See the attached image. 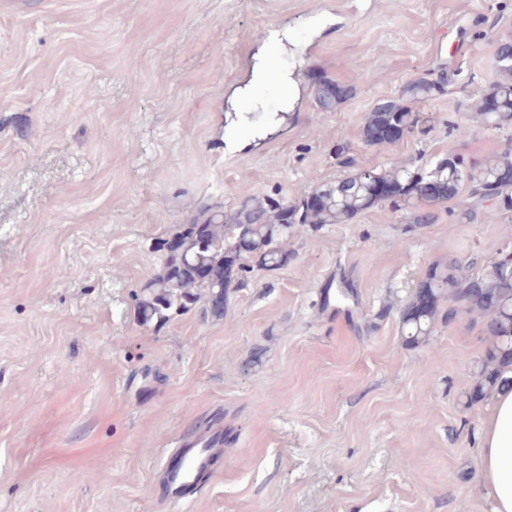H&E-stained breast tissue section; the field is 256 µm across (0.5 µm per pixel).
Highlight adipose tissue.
<instances>
[{"mask_svg": "<svg viewBox=\"0 0 512 512\" xmlns=\"http://www.w3.org/2000/svg\"><path fill=\"white\" fill-rule=\"evenodd\" d=\"M482 479L492 512H512V387L498 390L484 423L480 446Z\"/></svg>", "mask_w": 512, "mask_h": 512, "instance_id": "obj_1", "label": "adipose tissue"}]
</instances>
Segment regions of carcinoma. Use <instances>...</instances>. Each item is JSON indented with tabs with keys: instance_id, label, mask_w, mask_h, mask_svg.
Here are the masks:
<instances>
[{
	"instance_id": "1",
	"label": "carcinoma",
	"mask_w": 512,
	"mask_h": 512,
	"mask_svg": "<svg viewBox=\"0 0 512 512\" xmlns=\"http://www.w3.org/2000/svg\"><path fill=\"white\" fill-rule=\"evenodd\" d=\"M495 60L500 79L478 96L474 118L496 128L512 126V39L497 43ZM442 91V84L420 76L404 88L408 100L427 99ZM320 110L328 112L344 97L345 89L332 81H320L314 92ZM426 122L399 99L378 102L363 126L369 146L397 141L391 130L411 133ZM393 191L383 203L376 185ZM322 196L311 199L306 190L289 206L293 220L285 222L284 203L271 195L243 200L229 212L205 204L189 224L174 234L176 253L164 254L159 272L136 296L137 319L142 325L162 324L172 315L200 307L202 314L224 316L229 289L245 284L243 272L253 268L275 270L288 263V240L298 227L313 231L327 224H343L362 212L383 204L409 214L413 224H431L432 208L457 198L462 191L472 204L486 199L512 212V149L507 148L480 168L466 165L450 153L431 168L397 166L356 170L331 185H321ZM461 314H477L490 339L487 356L466 392L468 404L484 400L508 381L512 368V256L499 255L487 271L469 275L454 261L431 266L414 285L401 310L402 329L413 345L430 340L439 320L451 321Z\"/></svg>"
}]
</instances>
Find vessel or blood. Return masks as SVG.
Listing matches in <instances>:
<instances>
[{
	"instance_id": "obj_1",
	"label": "vessel or blood",
	"mask_w": 512,
	"mask_h": 512,
	"mask_svg": "<svg viewBox=\"0 0 512 512\" xmlns=\"http://www.w3.org/2000/svg\"><path fill=\"white\" fill-rule=\"evenodd\" d=\"M223 453L220 435L199 436L184 443L178 459L168 470L174 501H182L194 489V477L203 469L212 468Z\"/></svg>"
}]
</instances>
